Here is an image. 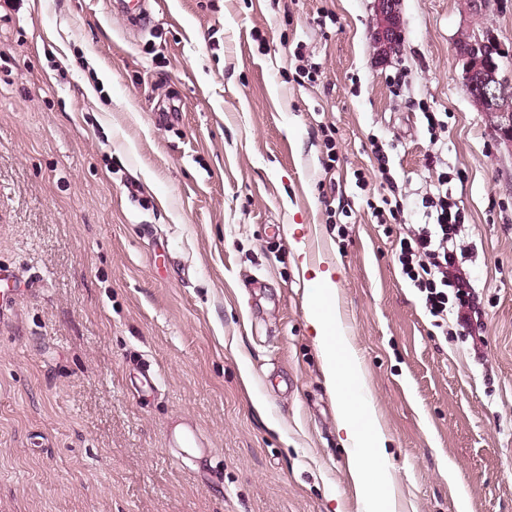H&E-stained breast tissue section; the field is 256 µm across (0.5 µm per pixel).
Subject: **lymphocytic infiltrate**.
<instances>
[{"label":"lymphocytic infiltrate","instance_id":"1","mask_svg":"<svg viewBox=\"0 0 512 512\" xmlns=\"http://www.w3.org/2000/svg\"><path fill=\"white\" fill-rule=\"evenodd\" d=\"M422 204L428 223L410 225L399 239L401 274L420 294L433 327L472 336L480 310L473 279L463 269L465 213L440 185L424 194Z\"/></svg>","mask_w":512,"mask_h":512}]
</instances>
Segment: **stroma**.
<instances>
[{"label":"stroma","mask_w":512,"mask_h":512,"mask_svg":"<svg viewBox=\"0 0 512 512\" xmlns=\"http://www.w3.org/2000/svg\"><path fill=\"white\" fill-rule=\"evenodd\" d=\"M400 2L385 58L373 0H151L137 30L112 0H0V512H362L312 253L396 512H512V148L462 84L464 0ZM442 175L476 345L397 263ZM373 148L374 153L376 155V159L379 162L378 171L381 174L382 179L386 182L388 185V188L391 192V197L383 196L382 203L383 207H377L374 209V215L378 220V223L385 224L387 223L385 215L386 212L390 214L391 217H394L395 214H398L403 211V203L399 197V195H396V188H395V182L393 181V177L390 174V169L387 168V164H385V157L383 155V149L378 144H374ZM384 159V160H383ZM383 162V163H382Z\"/></svg>","instance_id":"35a3bbf8"}]
</instances>
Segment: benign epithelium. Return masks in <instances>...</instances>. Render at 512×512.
<instances>
[{
    "instance_id": "1",
    "label": "benign epithelium",
    "mask_w": 512,
    "mask_h": 512,
    "mask_svg": "<svg viewBox=\"0 0 512 512\" xmlns=\"http://www.w3.org/2000/svg\"><path fill=\"white\" fill-rule=\"evenodd\" d=\"M372 36L382 55L392 53L401 42L400 0H375ZM462 63V81L483 112L498 116L495 131L512 145V79L501 73L498 58L505 48L487 28L469 29V37L457 43Z\"/></svg>"
}]
</instances>
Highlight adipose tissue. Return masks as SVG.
Returning <instances> with one entry per match:
<instances>
[{
    "instance_id": "ef3b65f1",
    "label": "adipose tissue",
    "mask_w": 512,
    "mask_h": 512,
    "mask_svg": "<svg viewBox=\"0 0 512 512\" xmlns=\"http://www.w3.org/2000/svg\"><path fill=\"white\" fill-rule=\"evenodd\" d=\"M311 276L315 289L311 325L322 351L327 381L336 395L338 429L349 447L359 500L364 512H392L387 489L371 479L372 473L380 471L386 461V435L365 395L357 358L340 334L342 326L336 314L337 283L329 270L316 269Z\"/></svg>"
}]
</instances>
